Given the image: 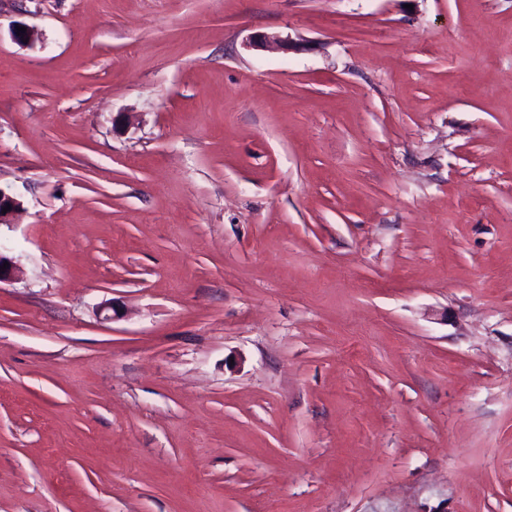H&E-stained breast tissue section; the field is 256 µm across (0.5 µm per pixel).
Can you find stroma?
<instances>
[{
    "instance_id": "stroma-1",
    "label": "stroma",
    "mask_w": 512,
    "mask_h": 512,
    "mask_svg": "<svg viewBox=\"0 0 512 512\" xmlns=\"http://www.w3.org/2000/svg\"><path fill=\"white\" fill-rule=\"evenodd\" d=\"M0 188V512H512V0H0Z\"/></svg>"
}]
</instances>
